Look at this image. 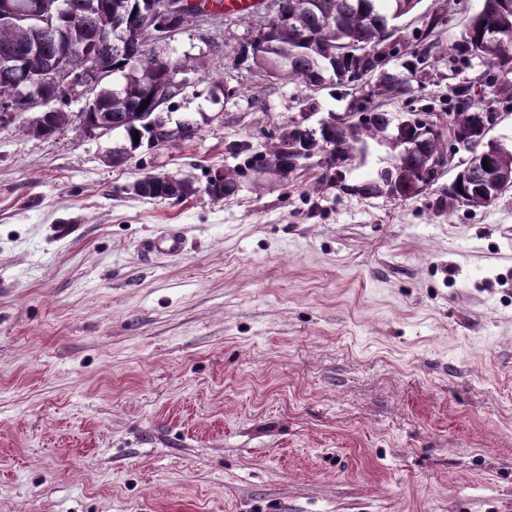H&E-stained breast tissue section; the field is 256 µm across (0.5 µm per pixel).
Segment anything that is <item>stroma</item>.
Returning a JSON list of instances; mask_svg holds the SVG:
<instances>
[{"label": "stroma", "mask_w": 512, "mask_h": 512, "mask_svg": "<svg viewBox=\"0 0 512 512\" xmlns=\"http://www.w3.org/2000/svg\"><path fill=\"white\" fill-rule=\"evenodd\" d=\"M265 15L222 12L163 55L188 73L163 109L178 148L107 162L123 136L0 122V512H512V191L485 208L366 195L369 142L323 184L322 155L217 201L229 149L348 111L251 65ZM478 60L437 58L423 103ZM148 175L190 183L148 199ZM178 226L188 249L150 243Z\"/></svg>", "instance_id": "stroma-1"}]
</instances>
